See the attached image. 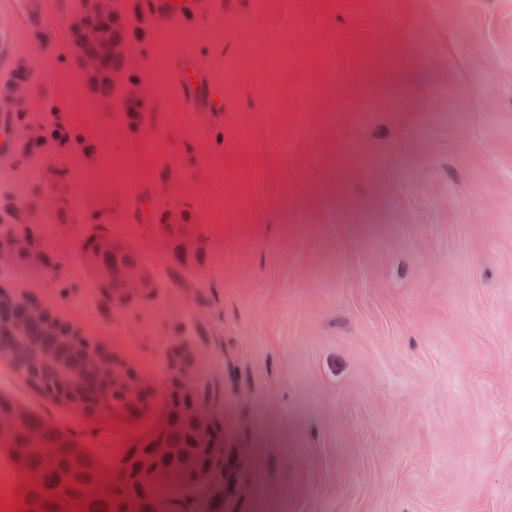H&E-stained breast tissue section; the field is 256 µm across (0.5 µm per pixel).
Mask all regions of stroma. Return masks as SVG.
I'll return each mask as SVG.
<instances>
[{
	"label": "stroma",
	"mask_w": 512,
	"mask_h": 512,
	"mask_svg": "<svg viewBox=\"0 0 512 512\" xmlns=\"http://www.w3.org/2000/svg\"><path fill=\"white\" fill-rule=\"evenodd\" d=\"M212 2L169 20L112 0L134 35L101 99L71 35L84 0H0V59L28 70L0 237L54 260L0 266V288L155 386L192 342L221 391L230 512H512V0ZM184 56L222 111L186 100ZM174 210L205 239L191 274L158 237ZM101 228L152 297L102 299L80 258ZM0 391L100 453L145 427L2 360ZM10 244L13 248H18V257L24 260L26 252L31 250L27 256V263L30 267H41L44 258L45 267L52 264V258L46 253L39 251L42 255L32 249H36L35 242L31 235L27 232H21L19 234H9L4 239H0V244Z\"/></svg>",
	"instance_id": "35a3bbf8"
}]
</instances>
